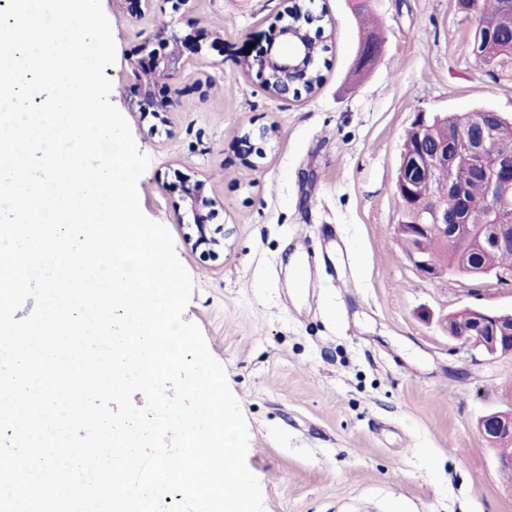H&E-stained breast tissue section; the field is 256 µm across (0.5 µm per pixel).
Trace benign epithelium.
<instances>
[{"label":"benign epithelium","mask_w":512,"mask_h":512,"mask_svg":"<svg viewBox=\"0 0 512 512\" xmlns=\"http://www.w3.org/2000/svg\"><path fill=\"white\" fill-rule=\"evenodd\" d=\"M280 44L273 47L252 44L246 38L240 48V62L247 72H253L260 84L273 95L286 98L292 87L305 82L308 76L307 55L311 53L306 31L296 24H285L279 29ZM251 52H246V49ZM202 44L196 37L179 34L172 26H163L150 34L141 48L142 56L133 63L138 73L140 91L133 103L139 112L152 116L167 125V114L184 89L173 83L178 71L193 57L201 54ZM497 112H485L477 126L473 127L461 158V166L468 176L483 181L487 188V212L480 224L465 221L469 203L460 192L459 182L453 176L435 185L436 194L427 198L420 194L419 186L431 184L436 171L448 167V145L433 143L423 136L428 123V113L420 112L413 121L418 131V149L401 163L396 181V191L405 205L417 213L412 224L405 225L406 233L415 242L421 241L432 230L445 239L470 237L477 250L484 253L512 250V224L497 218L499 208L512 194V155H499L493 149ZM276 129L265 127L257 132L248 130L240 136L246 156L254 153L265 155L257 139L264 144L274 139ZM204 182L183 184L181 193L191 212L193 222L187 224V244L196 250L204 247L214 254L224 250V225L211 224L216 214L217 201L203 196ZM450 195L457 196L458 213L448 215L438 200ZM416 270L425 278L440 280L448 276V270L430 262L424 254L413 250L409 255ZM462 345L477 349L486 356L501 354L504 346H512V312L501 313L488 309L472 310L469 328L461 333L450 334ZM480 434L488 441L498 443L512 441V415L490 413L479 425Z\"/></svg>","instance_id":"obj_1"}]
</instances>
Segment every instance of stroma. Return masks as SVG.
<instances>
[{
    "instance_id": "stroma-1",
    "label": "stroma",
    "mask_w": 512,
    "mask_h": 512,
    "mask_svg": "<svg viewBox=\"0 0 512 512\" xmlns=\"http://www.w3.org/2000/svg\"><path fill=\"white\" fill-rule=\"evenodd\" d=\"M335 21L326 81L280 98L239 63L244 38L266 42L284 0H188L130 16L102 0L116 59L110 100L150 158L142 212L171 233L193 281L183 318L202 333L246 421V464L264 512H512V476L477 424L504 408L512 354L487 357L449 340L444 315L512 311V286L489 278H421L396 235L395 183L417 113L488 108L512 117V64L473 53L474 17L457 0H370L381 35L355 71L364 35L354 0H324ZM221 34L177 76L184 94L168 133L130 106L132 63L160 21ZM275 126L264 157L245 162L247 129ZM204 181L224 252L185 243L181 182ZM317 261L302 291L293 270Z\"/></svg>"
}]
</instances>
